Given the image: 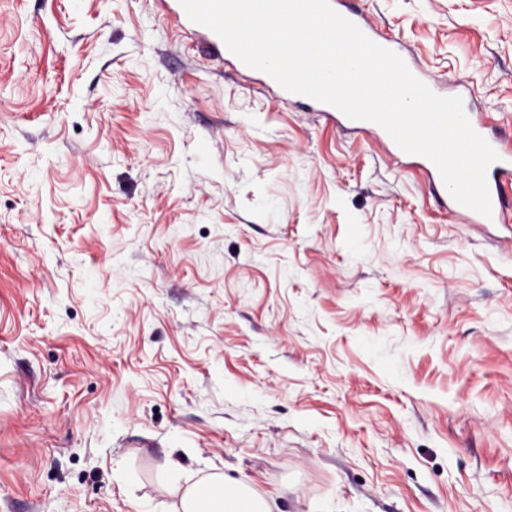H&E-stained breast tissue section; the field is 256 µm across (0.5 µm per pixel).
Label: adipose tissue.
<instances>
[{"label":"adipose tissue","instance_id":"obj_1","mask_svg":"<svg viewBox=\"0 0 512 512\" xmlns=\"http://www.w3.org/2000/svg\"><path fill=\"white\" fill-rule=\"evenodd\" d=\"M178 512H272L270 503L246 482L217 473L189 485Z\"/></svg>","mask_w":512,"mask_h":512}]
</instances>
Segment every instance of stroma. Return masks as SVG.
Here are the masks:
<instances>
[{
  "label": "stroma",
  "mask_w": 512,
  "mask_h": 512,
  "mask_svg": "<svg viewBox=\"0 0 512 512\" xmlns=\"http://www.w3.org/2000/svg\"><path fill=\"white\" fill-rule=\"evenodd\" d=\"M512 136V0H357ZM512 512V223L155 0H0V512ZM161 5L165 11L164 16L167 20H170L177 28H179L182 31H193L196 33H201L204 35L205 38H207L210 42H212L215 45H219L223 48L224 56L233 60L236 65L244 71H254L262 75L264 79V83L273 88L277 91L279 96L284 99L288 100L289 98H300L305 97L302 95L292 94L287 91H285L283 88H281L269 75H267L264 72L252 69L244 65L236 56H234L224 45L222 40L210 29L207 27L192 22L182 5L180 4L179 0H161ZM308 98V97H305ZM172 512H272L270 503L242 480L217 473L189 485Z\"/></svg>",
  "instance_id": "35a3bbf8"
}]
</instances>
